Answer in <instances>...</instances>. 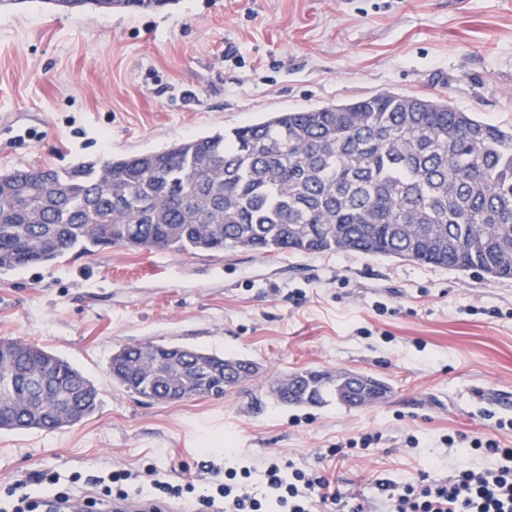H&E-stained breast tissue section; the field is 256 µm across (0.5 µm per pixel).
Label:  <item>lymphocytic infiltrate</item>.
<instances>
[{"instance_id":"1","label":"lymphocytic infiltrate","mask_w":512,"mask_h":512,"mask_svg":"<svg viewBox=\"0 0 512 512\" xmlns=\"http://www.w3.org/2000/svg\"><path fill=\"white\" fill-rule=\"evenodd\" d=\"M442 442L465 455L480 452L491 463L478 470L464 460L445 476L425 472L415 483H379L386 512H512V448L495 438L461 433L444 436ZM257 470L263 483L259 493L251 484ZM94 482L110 501H170L188 493L189 512H314L331 504L336 512H365L357 498L333 486L325 470L298 468L278 457L265 459L258 469L249 463L225 468L200 492L191 483L172 484L153 469L106 470Z\"/></svg>"}]
</instances>
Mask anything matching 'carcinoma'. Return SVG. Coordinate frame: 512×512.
Listing matches in <instances>:
<instances>
[{
	"label": "carcinoma",
	"instance_id": "carcinoma-1",
	"mask_svg": "<svg viewBox=\"0 0 512 512\" xmlns=\"http://www.w3.org/2000/svg\"><path fill=\"white\" fill-rule=\"evenodd\" d=\"M170 0H65V10H150ZM114 246L177 254L356 252L512 279V127L447 100L384 92L67 169L0 172V273ZM0 430L52 431L97 407L95 386L34 344L0 341ZM150 401L220 399L256 376L246 358L152 343L109 366ZM280 405L358 407L389 384L309 372ZM67 393L57 407L47 394Z\"/></svg>",
	"mask_w": 512,
	"mask_h": 512
}]
</instances>
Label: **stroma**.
<instances>
[{
	"mask_svg": "<svg viewBox=\"0 0 512 512\" xmlns=\"http://www.w3.org/2000/svg\"><path fill=\"white\" fill-rule=\"evenodd\" d=\"M443 97L512 126V0H171L149 11L0 8V172L161 151L271 112L381 92ZM387 305L386 314L373 309ZM476 306V314L465 306ZM502 310L499 318L487 308ZM27 340L99 392L96 412L47 432L0 430V498L37 474L153 468L211 480V466L278 456L323 465L383 512L376 483L452 470L446 434L497 437L512 415V279L323 252L69 254L0 275V341ZM196 347L264 375L222 399L160 404L122 392L125 346ZM353 371L385 402L276 405V372ZM364 433L376 448H327ZM414 436L416 447L405 444ZM381 436L377 433H364L359 437L358 441H350L348 445H336V448H329L326 457H337L339 455H348L349 453H364L368 451L372 445L378 444ZM347 449V452L344 451Z\"/></svg>",
	"mask_w": 512,
	"mask_h": 512,
	"instance_id": "35a3bbf8",
	"label": "stroma"
}]
</instances>
